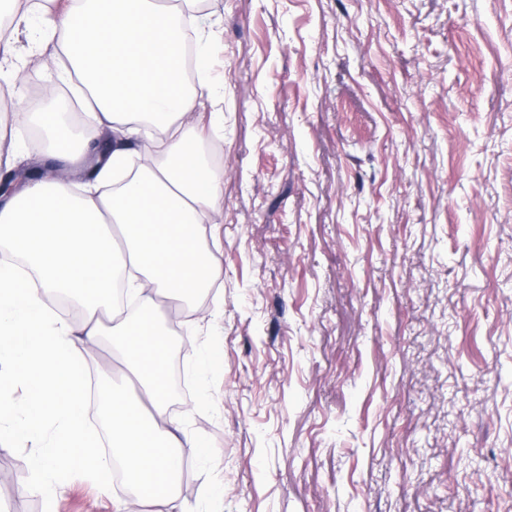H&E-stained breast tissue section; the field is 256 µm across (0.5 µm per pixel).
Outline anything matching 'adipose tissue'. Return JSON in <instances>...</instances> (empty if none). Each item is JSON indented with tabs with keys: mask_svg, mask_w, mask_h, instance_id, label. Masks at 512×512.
Listing matches in <instances>:
<instances>
[{
	"mask_svg": "<svg viewBox=\"0 0 512 512\" xmlns=\"http://www.w3.org/2000/svg\"><path fill=\"white\" fill-rule=\"evenodd\" d=\"M198 0H74L63 12L55 0H0V28L18 14H40L44 34L68 65L61 83H75L92 123L77 131L67 112L32 114L39 149L73 170L99 163L92 183L42 180L0 205V243L23 253L40 280L0 267V431L37 440L31 458L36 481L80 465L104 475L112 455L126 465L151 512H186L173 481L182 449L204 456V440L181 436L169 412L165 367L170 345L160 330L159 299L195 300L218 269L199 234L214 223L224 194L223 168L200 160L189 120L195 98L186 87L183 53L173 26L192 18ZM149 119L162 132L141 147L142 164L117 183L133 122ZM116 137L111 156L98 160L101 131ZM77 294L86 310L80 328L56 318L44 300L51 291ZM111 337L113 356L134 378L130 396L110 380L97 381L112 435L111 454L86 426V355ZM28 389L16 411L7 388Z\"/></svg>",
	"mask_w": 512,
	"mask_h": 512,
	"instance_id": "adipose-tissue-1",
	"label": "adipose tissue"
}]
</instances>
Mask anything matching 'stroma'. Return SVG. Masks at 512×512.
<instances>
[{
    "label": "stroma",
    "mask_w": 512,
    "mask_h": 512,
    "mask_svg": "<svg viewBox=\"0 0 512 512\" xmlns=\"http://www.w3.org/2000/svg\"><path fill=\"white\" fill-rule=\"evenodd\" d=\"M198 127L224 169L218 263L161 300L192 512H512V0H204ZM21 22L0 173L40 158L18 115L63 61ZM224 121L212 124V113ZM218 355L206 369L203 351ZM0 439V512H144L74 466L37 485Z\"/></svg>",
    "instance_id": "obj_1"
}]
</instances>
